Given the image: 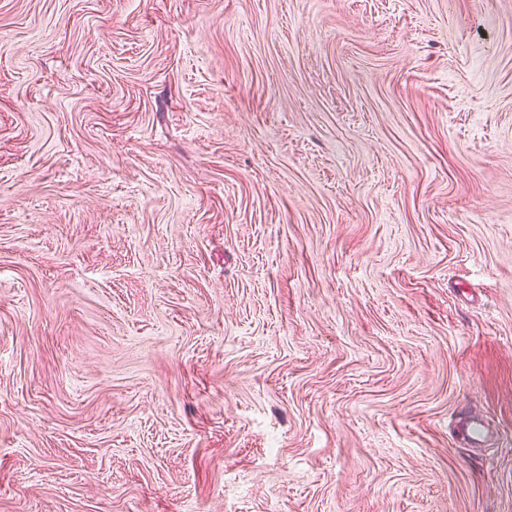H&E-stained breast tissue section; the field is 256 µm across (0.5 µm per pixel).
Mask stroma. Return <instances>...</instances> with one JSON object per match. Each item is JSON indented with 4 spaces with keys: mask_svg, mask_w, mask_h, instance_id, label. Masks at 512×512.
Masks as SVG:
<instances>
[{
    "mask_svg": "<svg viewBox=\"0 0 512 512\" xmlns=\"http://www.w3.org/2000/svg\"><path fill=\"white\" fill-rule=\"evenodd\" d=\"M0 512H512V0H0Z\"/></svg>",
    "mask_w": 512,
    "mask_h": 512,
    "instance_id": "stroma-1",
    "label": "stroma"
}]
</instances>
